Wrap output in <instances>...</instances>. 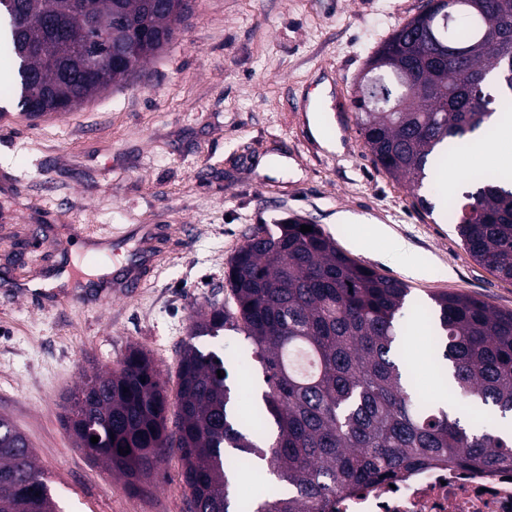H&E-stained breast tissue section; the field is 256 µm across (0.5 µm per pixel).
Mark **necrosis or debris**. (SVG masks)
Wrapping results in <instances>:
<instances>
[{"label": "necrosis or debris", "mask_w": 512, "mask_h": 512, "mask_svg": "<svg viewBox=\"0 0 512 512\" xmlns=\"http://www.w3.org/2000/svg\"><path fill=\"white\" fill-rule=\"evenodd\" d=\"M336 512H512V468L416 466L395 481L338 495Z\"/></svg>", "instance_id": "4bbe7bcc"}]
</instances>
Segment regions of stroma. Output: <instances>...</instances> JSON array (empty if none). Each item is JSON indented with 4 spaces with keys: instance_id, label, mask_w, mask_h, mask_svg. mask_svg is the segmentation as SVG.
<instances>
[{
    "instance_id": "35a3bbf8",
    "label": "stroma",
    "mask_w": 512,
    "mask_h": 512,
    "mask_svg": "<svg viewBox=\"0 0 512 512\" xmlns=\"http://www.w3.org/2000/svg\"><path fill=\"white\" fill-rule=\"evenodd\" d=\"M425 0H194L172 44L143 78L71 112L22 115L0 93V275L49 280L78 240L133 245L152 236L155 261L142 288L103 304L0 295V416L27 438L60 512H188L179 455H168L147 493L88 458L61 421L67 398L93 368L130 348L147 352L169 391L186 343L223 358L248 412L266 385L259 364H237L240 335L193 337L191 316L225 299L224 271L260 225L297 214L350 257L407 280L409 301L463 293L512 311V281L465 250L440 194L432 216L374 166L357 133L352 93L367 57ZM345 112L340 134L337 112ZM340 139L325 150L319 137ZM361 224L389 237L366 253ZM39 247H32V235ZM432 258L407 278L410 256ZM416 390L442 380L414 322L406 348Z\"/></svg>"
}]
</instances>
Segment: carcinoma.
<instances>
[{
	"mask_svg": "<svg viewBox=\"0 0 512 512\" xmlns=\"http://www.w3.org/2000/svg\"><path fill=\"white\" fill-rule=\"evenodd\" d=\"M0 0L4 37L18 62V104L26 115L68 112L122 87L172 42L192 10L187 0ZM112 52V71L94 75L85 55H50L88 39ZM457 55L436 67L430 57ZM512 0H426L368 57L352 97L358 134L372 163L401 183L413 207L437 168L471 144V134L512 112ZM473 191L446 196L448 219L470 256L512 281V177L473 172ZM300 216L259 228L228 262L232 303H208L193 335L241 333L240 360L258 363L266 390L251 415L237 411L224 360L183 347L176 417L149 356L132 349L115 368L94 371L67 398L65 429L88 457L138 489L170 452L184 463L189 512H334L336 495L415 464L491 472L512 466V422L497 431L419 396L404 363L409 286L346 255ZM430 357L456 405L476 399L512 415V311L468 295L434 296ZM99 437L96 444L90 442ZM130 447L120 454L118 448ZM267 470L281 495L236 500L234 482ZM0 512H55L29 443L0 416Z\"/></svg>",
	"mask_w": 512,
	"mask_h": 512,
	"instance_id": "1",
	"label": "carcinoma"
}]
</instances>
